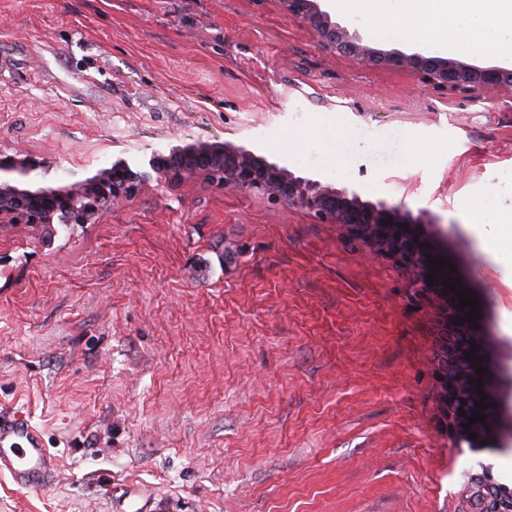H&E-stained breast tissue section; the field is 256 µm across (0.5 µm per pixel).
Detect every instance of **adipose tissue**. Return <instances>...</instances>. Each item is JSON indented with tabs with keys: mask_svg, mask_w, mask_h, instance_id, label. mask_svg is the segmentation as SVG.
<instances>
[{
	"mask_svg": "<svg viewBox=\"0 0 512 512\" xmlns=\"http://www.w3.org/2000/svg\"><path fill=\"white\" fill-rule=\"evenodd\" d=\"M468 12L471 27L460 33L453 20ZM399 29L406 40L435 50L465 41L478 54H505L512 47V0H400Z\"/></svg>",
	"mask_w": 512,
	"mask_h": 512,
	"instance_id": "1",
	"label": "adipose tissue"
}]
</instances>
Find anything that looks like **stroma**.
I'll return each instance as SVG.
<instances>
[{"label": "stroma", "instance_id": "1", "mask_svg": "<svg viewBox=\"0 0 512 512\" xmlns=\"http://www.w3.org/2000/svg\"><path fill=\"white\" fill-rule=\"evenodd\" d=\"M320 6L379 61L279 0H0V144L63 174L255 142L380 190L479 304L500 438L453 446L433 315L389 260L248 192L146 189L49 241L0 226V410L60 464L38 490L0 471V512H462L481 463L512 487V89L424 86L394 12ZM362 125L402 131V169L357 156ZM288 13L308 19L315 28L317 41L324 49H339L359 62L373 57L369 45L356 34H350L346 27L336 23L322 11L316 0H279Z\"/></svg>", "mask_w": 512, "mask_h": 512}]
</instances>
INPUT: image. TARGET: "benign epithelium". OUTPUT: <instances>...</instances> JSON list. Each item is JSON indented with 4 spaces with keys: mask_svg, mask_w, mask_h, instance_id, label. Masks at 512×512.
I'll list each match as a JSON object with an SVG mask.
<instances>
[{
    "mask_svg": "<svg viewBox=\"0 0 512 512\" xmlns=\"http://www.w3.org/2000/svg\"><path fill=\"white\" fill-rule=\"evenodd\" d=\"M288 13L308 19L324 49H339L359 62L373 57L369 45L321 10L316 0H280ZM398 64H414L426 86L450 94L475 86L512 88V69L473 67L433 57L398 56ZM51 167L36 154L0 146V224H23L51 240L56 226L70 228L98 224L118 200L135 198L151 183L177 186L203 183L245 191L298 209L321 224H336L349 241L359 242L373 255L390 259L407 276L411 298L436 313L437 335L448 337V366L434 365L443 419L455 446H483L500 432L492 409H484L485 423L469 424L473 417L469 395L496 397V385L479 375L478 354L471 353L478 338L470 322L462 321L457 303L428 281L432 267L427 258L420 220L383 199L362 198L354 188H338L317 175L288 168V161H270L256 150L219 141L179 138L163 151L140 162L118 158L105 168H90L78 183L61 175L47 178ZM464 410L462 416L459 410ZM476 438H470L471 434ZM470 512H512V488L499 482L492 470L482 468L470 478Z\"/></svg>",
    "mask_w": 512,
    "mask_h": 512,
    "instance_id": "1",
    "label": "benign epithelium"
}]
</instances>
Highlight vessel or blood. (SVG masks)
Wrapping results in <instances>:
<instances>
[{
  "label": "vessel or blood",
  "mask_w": 512,
  "mask_h": 512,
  "mask_svg": "<svg viewBox=\"0 0 512 512\" xmlns=\"http://www.w3.org/2000/svg\"><path fill=\"white\" fill-rule=\"evenodd\" d=\"M0 469L22 489L54 485L58 460L45 447L41 430L24 411H0Z\"/></svg>",
  "instance_id": "b4317fda"
}]
</instances>
